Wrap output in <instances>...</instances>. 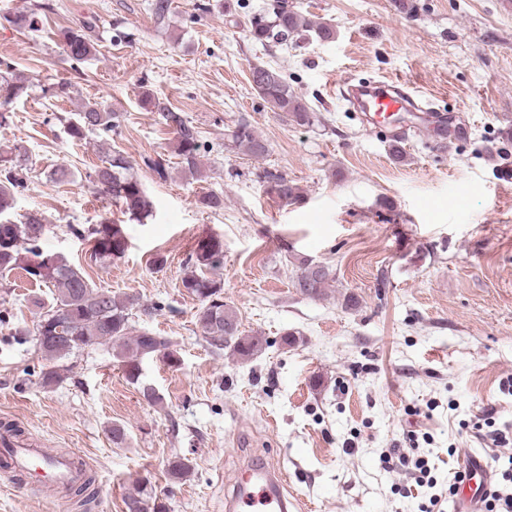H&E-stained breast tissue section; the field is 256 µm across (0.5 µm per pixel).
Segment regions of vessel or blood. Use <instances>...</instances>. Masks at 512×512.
Masks as SVG:
<instances>
[{"instance_id": "vessel-or-blood-1", "label": "vessel or blood", "mask_w": 512, "mask_h": 512, "mask_svg": "<svg viewBox=\"0 0 512 512\" xmlns=\"http://www.w3.org/2000/svg\"><path fill=\"white\" fill-rule=\"evenodd\" d=\"M345 96L362 114L368 115L373 125L388 124L400 112H419L423 106L410 86L401 81L376 80L347 85ZM0 446L11 448L9 464L13 471L25 476L41 491L52 493L58 487L76 481L79 473L66 455H49L39 448L12 446L9 439L0 437ZM469 476L459 486L454 512H477L483 494L488 490L490 471L477 456H469L464 464ZM282 473L263 466L249 467L239 486L240 512H270L272 503L282 502Z\"/></svg>"}]
</instances>
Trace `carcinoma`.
<instances>
[{"instance_id":"cac0c4a2","label":"carcinoma","mask_w":512,"mask_h":512,"mask_svg":"<svg viewBox=\"0 0 512 512\" xmlns=\"http://www.w3.org/2000/svg\"><path fill=\"white\" fill-rule=\"evenodd\" d=\"M42 9L43 5L34 4L28 9L8 12L4 19L35 31L41 23ZM245 25L252 39L264 46H286L310 31L323 42L336 38L334 26L307 21L292 10L281 9L278 3L269 10L252 13ZM92 32L90 23L61 30L64 50L70 58L82 61L96 52ZM270 71L275 75L273 80L255 79L251 81L252 88L283 121L297 126L312 125L316 115L307 101L291 89L281 71L273 67ZM26 90L25 81L14 71L13 65L0 60V126L10 122V105L23 97ZM141 104L152 112L161 113L165 125L174 134V149L182 166L193 175L200 174L197 162L200 142L195 127L182 113L161 102L148 89L141 93ZM119 122L118 113L87 104L78 119L70 123L69 134L79 140L95 132L107 137ZM227 138L231 147L252 158L262 159L268 153L266 141L246 120L235 123ZM28 161L27 153L17 147L11 149L10 154L0 156V271L20 269L31 281L56 290L54 304L39 313L36 323L35 335L42 340L36 341L35 346L41 356L52 363L41 373L42 386L51 388L61 381L62 374L54 362L95 345L111 346L113 357L119 360L132 381L139 380L140 364L146 357L160 355L170 364L177 363V350L167 337L136 332L129 310L140 305L139 298L133 295L120 298L108 290L93 287L80 269L59 256L51 265L35 264V258L43 253L41 241L45 224L42 216L32 212L17 222L10 219L16 195L24 187L23 172L27 170ZM89 177L96 183L99 194L119 205L122 214L136 220L151 215L152 202L143 184L132 173L130 161L122 153L109 154ZM259 178L265 192L284 204H295L303 198L302 189L276 169L263 170ZM88 237L92 244L91 257L96 261L109 262L125 253L127 238L124 230L110 219L89 229ZM223 260L224 244L219 238L199 239L190 254L194 270L182 279V286L187 294L199 301L197 322L207 343L218 351L228 348L232 354L246 360L260 350L261 343L256 337L242 335L236 311L224 302L223 286L215 278ZM299 270L297 286L301 293L311 299L322 298L333 280L332 269L325 265L318 268L316 262L304 259ZM154 311L153 306H142L145 316H152ZM94 483V476L86 472L79 482L69 486V491L78 497L80 505L85 506L95 496ZM124 503L137 505L138 512H165V506L148 490L146 482L129 493Z\"/></svg>"}]
</instances>
